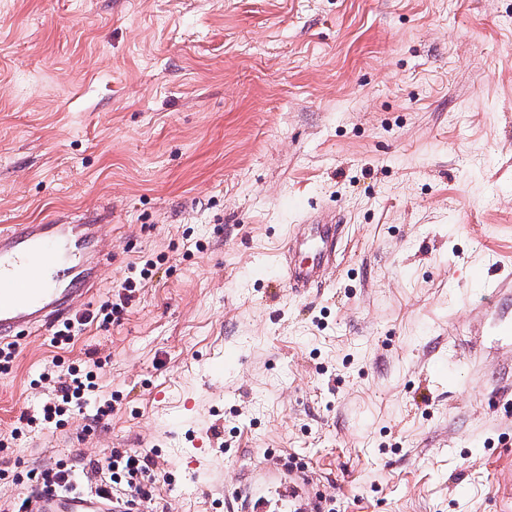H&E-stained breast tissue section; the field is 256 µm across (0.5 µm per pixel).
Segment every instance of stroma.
<instances>
[{"label":"stroma","instance_id":"1","mask_svg":"<svg viewBox=\"0 0 512 512\" xmlns=\"http://www.w3.org/2000/svg\"><path fill=\"white\" fill-rule=\"evenodd\" d=\"M309 212L321 287L276 279ZM103 223L123 315L0 371L16 475L149 450L164 512L301 464L335 512H497L512 466V0H0V226ZM102 362L11 431L52 362ZM112 411L101 416V399ZM80 369L68 367L66 370H58L56 373H42L41 378L48 377L57 379L55 382L54 397L46 402L42 409V420L46 423H52L56 417L64 415L74 408H81L87 401L90 393L98 389L96 382L98 376L94 370L80 373Z\"/></svg>","mask_w":512,"mask_h":512}]
</instances>
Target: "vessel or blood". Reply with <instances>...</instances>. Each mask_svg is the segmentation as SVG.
<instances>
[{
	"label": "vessel or blood",
	"instance_id": "1",
	"mask_svg": "<svg viewBox=\"0 0 512 512\" xmlns=\"http://www.w3.org/2000/svg\"><path fill=\"white\" fill-rule=\"evenodd\" d=\"M334 219L305 217L288 237L281 280L302 293L318 286L336 256ZM112 241L98 224H12L0 228V343L44 329L85 307ZM321 500L301 471L263 467L247 512H319ZM27 512H113L111 501L82 490L38 493Z\"/></svg>",
	"mask_w": 512,
	"mask_h": 512
}]
</instances>
